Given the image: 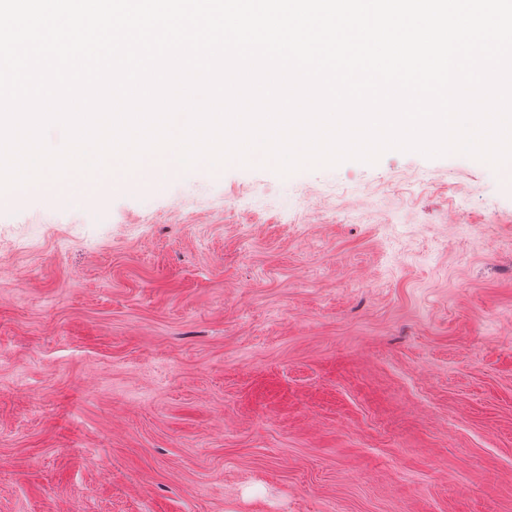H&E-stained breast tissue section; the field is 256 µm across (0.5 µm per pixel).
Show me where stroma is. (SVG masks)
I'll use <instances>...</instances> for the list:
<instances>
[{"label":"stroma","mask_w":512,"mask_h":512,"mask_svg":"<svg viewBox=\"0 0 512 512\" xmlns=\"http://www.w3.org/2000/svg\"><path fill=\"white\" fill-rule=\"evenodd\" d=\"M0 512H512V180L0 200Z\"/></svg>","instance_id":"1"}]
</instances>
